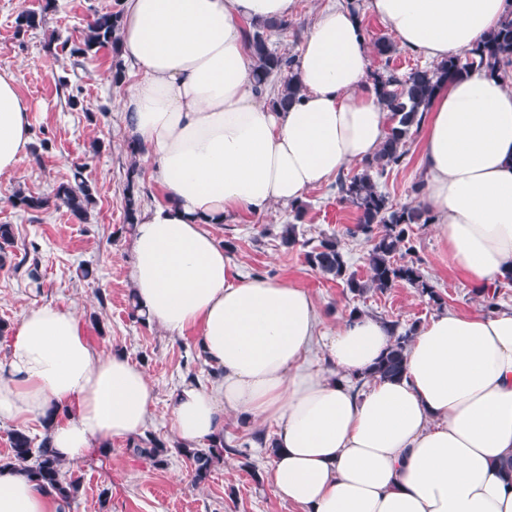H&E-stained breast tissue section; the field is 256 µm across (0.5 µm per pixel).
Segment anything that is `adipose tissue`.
<instances>
[{"label":"adipose tissue","mask_w":512,"mask_h":512,"mask_svg":"<svg viewBox=\"0 0 512 512\" xmlns=\"http://www.w3.org/2000/svg\"><path fill=\"white\" fill-rule=\"evenodd\" d=\"M297 0H124L120 56L137 78L127 131L165 190L140 210L133 293L147 322L194 330L223 375L172 394L187 446L247 413L275 424L272 480L303 512H512V312H440L413 337L401 379L371 376L392 340L372 316L344 318L331 370L306 358L318 312L303 289L242 276L212 224L298 203L379 151L389 122L369 76L359 12L319 11L288 108L256 90L245 28L292 15ZM399 43L440 62L474 48L512 0H367ZM32 103L0 73V175L18 174L32 142ZM422 204L448 258L479 289L512 270V84L475 69L437 91L424 123ZM155 401L147 373L99 353L72 307L32 306L0 360V422L60 418L49 429L65 462L140 435ZM0 512H65L19 469L0 466Z\"/></svg>","instance_id":"obj_1"}]
</instances>
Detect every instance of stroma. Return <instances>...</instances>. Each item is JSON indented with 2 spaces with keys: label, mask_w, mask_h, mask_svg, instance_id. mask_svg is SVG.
I'll return each instance as SVG.
<instances>
[{
  "label": "stroma",
  "mask_w": 512,
  "mask_h": 512,
  "mask_svg": "<svg viewBox=\"0 0 512 512\" xmlns=\"http://www.w3.org/2000/svg\"><path fill=\"white\" fill-rule=\"evenodd\" d=\"M122 0H56L45 10V0H0V72L13 75L19 92L34 106L33 145L39 155L30 157L18 175L0 176V224L14 227L15 244L8 266L0 268V319L17 324L31 306L46 303L74 307L83 317L87 339L100 353L125 351L142 365L155 387L147 431L176 444L172 429L171 392L195 380L216 385L221 369L202 354L194 331L176 336L162 327L136 322L130 316L133 292L130 272L134 228L127 224L124 192L134 184L142 205L162 196L152 169L135 161L125 129L122 100L129 83L112 81L113 51L100 49L74 65L61 43L85 29L94 12L121 11ZM332 0H298L286 30L271 34L272 50L298 56L302 42L318 11ZM24 11H41L43 24L20 31L16 18ZM70 80L59 87L57 76ZM80 88L82 108L67 104L70 88ZM101 140L99 155L88 154L92 140ZM421 134H413L408 155L398 167L377 178L379 190L393 206L410 203L411 187L421 181ZM48 149H41V142ZM97 188V203L88 222L73 218L55 205L38 212L13 206L16 191L50 198L59 183L72 180L75 167ZM355 222L354 208L338 198L335 180L306 193L300 207L272 206L265 214L233 218L209 225V232L228 247L227 255L242 274L277 278L305 290L314 300L320 331L308 354L318 367L329 368L327 338L351 312L383 321L424 325L440 309L460 313L481 310L474 285L450 264L433 225L413 227L414 255L424 277L445 301L437 307L417 289L402 284L385 292L375 290L355 296L342 284L312 270L306 260L307 245L324 236L340 238L352 272L367 279L369 249L363 237H351L347 227ZM297 226L298 245L281 241L283 225ZM39 246L36 278L14 272L12 265L30 243ZM276 428L268 422L230 413L224 417L226 451L208 480L194 484L190 460L170 456L157 468L129 449V439L113 440L111 448L92 449L77 462L65 464L68 475L78 478L81 494L70 512H302L282 500L274 487L272 457L265 443Z\"/></svg>",
  "instance_id": "35a3bbf8"
}]
</instances>
